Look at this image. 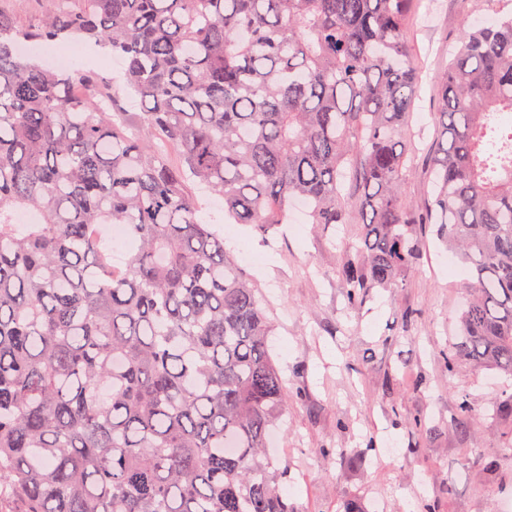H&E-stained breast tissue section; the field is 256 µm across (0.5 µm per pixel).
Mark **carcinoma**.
<instances>
[{
  "label": "carcinoma",
  "instance_id": "obj_1",
  "mask_svg": "<svg viewBox=\"0 0 512 512\" xmlns=\"http://www.w3.org/2000/svg\"><path fill=\"white\" fill-rule=\"evenodd\" d=\"M0 5V512H291L267 438L288 408L271 324L212 224L361 231L347 304L398 288L440 225L469 271L446 360L512 377V10L462 21L438 76L433 193L402 195L419 72L410 0H38ZM77 37L120 91L19 45ZM142 112H123L119 95ZM31 210L37 222L20 226ZM123 224L121 268L98 227Z\"/></svg>",
  "mask_w": 512,
  "mask_h": 512
}]
</instances>
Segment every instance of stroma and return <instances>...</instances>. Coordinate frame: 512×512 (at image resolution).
<instances>
[{"instance_id":"stroma-1","label":"stroma","mask_w":512,"mask_h":512,"mask_svg":"<svg viewBox=\"0 0 512 512\" xmlns=\"http://www.w3.org/2000/svg\"><path fill=\"white\" fill-rule=\"evenodd\" d=\"M412 34L422 83L410 117L414 171L404 199L426 203V168L438 146L434 79L448 62L461 19L486 14L481 0H438ZM356 224L308 223L297 215L268 233L225 224L231 252L257 259L241 271L267 293L269 353L286 378L288 411L272 456L291 461L284 490L293 512H503L512 502V412H492L512 378L461 360L447 367L462 301L459 267L438 227L417 228L420 255L402 288L373 289L348 308L337 277L355 259ZM468 401L467 427L460 403ZM422 420L415 428L414 420Z\"/></svg>"}]
</instances>
